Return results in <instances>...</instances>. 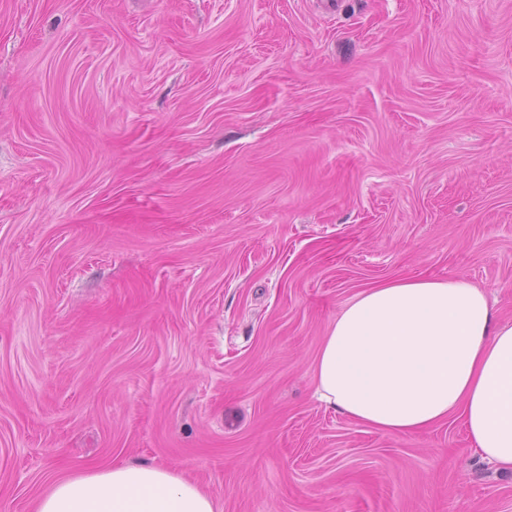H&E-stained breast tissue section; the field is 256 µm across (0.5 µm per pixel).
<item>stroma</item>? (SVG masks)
I'll return each instance as SVG.
<instances>
[{
  "mask_svg": "<svg viewBox=\"0 0 512 512\" xmlns=\"http://www.w3.org/2000/svg\"><path fill=\"white\" fill-rule=\"evenodd\" d=\"M512 321V0H0V512L124 462L220 512H512L459 421L314 396L363 288Z\"/></svg>",
  "mask_w": 512,
  "mask_h": 512,
  "instance_id": "35a3bbf8",
  "label": "stroma"
}]
</instances>
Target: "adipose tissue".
Instances as JSON below:
<instances>
[{"instance_id":"ef3b65f1","label":"adipose tissue","mask_w":512,"mask_h":512,"mask_svg":"<svg viewBox=\"0 0 512 512\" xmlns=\"http://www.w3.org/2000/svg\"><path fill=\"white\" fill-rule=\"evenodd\" d=\"M319 400L376 431L461 420L482 459L512 472V322L463 276L406 277L358 292L313 365ZM35 512H219L197 483L149 464L48 479Z\"/></svg>"}]
</instances>
